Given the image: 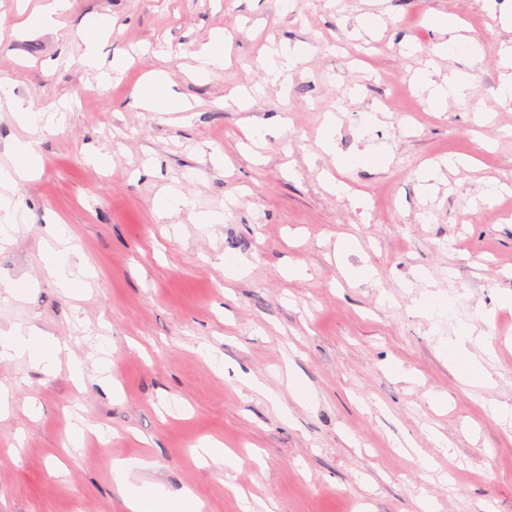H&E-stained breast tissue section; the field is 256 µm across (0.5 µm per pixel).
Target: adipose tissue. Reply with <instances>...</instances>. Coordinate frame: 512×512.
I'll use <instances>...</instances> for the list:
<instances>
[{
    "label": "adipose tissue",
    "instance_id": "adipose-tissue-1",
    "mask_svg": "<svg viewBox=\"0 0 512 512\" xmlns=\"http://www.w3.org/2000/svg\"><path fill=\"white\" fill-rule=\"evenodd\" d=\"M418 83L428 90L431 103L442 112L447 109L449 100L465 96L473 80L454 73L447 80L437 83L432 81L430 71L425 69L419 73ZM135 104L151 112H179L184 108L183 101L171 88L167 72L162 69L153 71L146 78L143 89L135 94ZM0 105L7 106L18 122L28 127L54 132L63 130L66 124V105L35 109L32 102L14 95L12 82L5 75L0 76ZM38 145L35 139L13 140L7 149V162L0 164V244L10 243L19 224L26 220L25 211L13 200L10 190L17 180L39 172L42 156ZM49 233L62 243L63 248L48 252L45 257L47 269L63 287H84L85 273L78 261L77 245L68 243L62 225H52ZM68 352L66 344L33 326L0 336V360L21 353L27 355L34 365L42 367L43 371H52L64 362L75 377H82L84 370L81 362L69 357ZM153 466V461L145 459L113 463V477L124 512H206V501L191 488H182L175 497L169 498L158 493L150 484L137 482V474Z\"/></svg>",
    "mask_w": 512,
    "mask_h": 512
}]
</instances>
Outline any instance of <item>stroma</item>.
<instances>
[{
	"instance_id": "obj_1",
	"label": "stroma",
	"mask_w": 512,
	"mask_h": 512,
	"mask_svg": "<svg viewBox=\"0 0 512 512\" xmlns=\"http://www.w3.org/2000/svg\"><path fill=\"white\" fill-rule=\"evenodd\" d=\"M17 2L0 0V74L17 97L72 111L41 135L42 170L15 188L28 221L0 245V281L28 286L0 295V333L34 326L66 341L85 377L0 362L14 398L0 417V512H122L112 463L137 458L156 463L144 481L193 487L209 512H240L237 487L254 512H423L424 496L434 512H512V424L490 409L512 405V102L497 97L512 0H70L60 26L15 36ZM443 14L478 57L435 55L446 36L430 21ZM96 19L110 27L103 66L128 61L105 86L79 63ZM217 29L229 63L193 80ZM295 45L306 55L271 78L270 56ZM425 67L474 84L435 111L417 82ZM157 68L186 111L134 106ZM242 91L254 94L246 109L233 101ZM380 143L379 165H343ZM93 152L110 168L88 166ZM426 166L436 177L424 182ZM172 186L223 223L158 213ZM55 216L89 272L73 293L44 263ZM350 266L372 275L350 278ZM428 295L450 315L424 316ZM463 323L491 385L462 384L442 353ZM102 337L115 393L94 367ZM292 369L313 404L289 393ZM249 375L265 391L247 389ZM77 416L108 439L67 448ZM207 437L238 456L235 472L194 462Z\"/></svg>"
}]
</instances>
